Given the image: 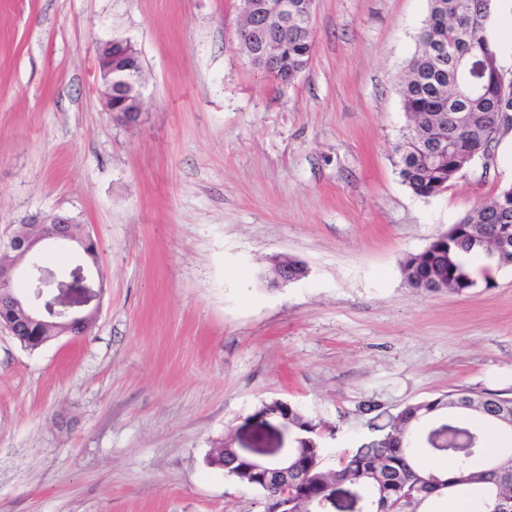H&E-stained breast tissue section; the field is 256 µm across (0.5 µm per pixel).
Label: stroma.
<instances>
[{"label": "stroma", "mask_w": 512, "mask_h": 512, "mask_svg": "<svg viewBox=\"0 0 512 512\" xmlns=\"http://www.w3.org/2000/svg\"><path fill=\"white\" fill-rule=\"evenodd\" d=\"M429 0H316L289 84L241 51L237 0H0V243L73 218L97 240L91 331L29 351L0 328V512H262L209 459L283 454L287 400L335 427L325 463L406 405L512 395V272L418 292L407 253L512 184V127L434 197L402 183L401 87ZM142 61L134 123L97 46ZM307 268L273 282L277 257ZM127 41L109 40L104 42L96 53V67L101 79L99 92L104 106L108 112H120L127 122L136 119L140 111L139 86L141 74L127 69L113 67L112 47L123 46ZM115 96L123 99V103L116 106ZM134 101L132 108L124 107L130 100Z\"/></svg>", "instance_id": "35a3bbf8"}]
</instances>
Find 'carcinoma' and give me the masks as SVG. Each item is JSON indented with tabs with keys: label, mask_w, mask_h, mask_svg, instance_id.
Segmentation results:
<instances>
[{
	"label": "carcinoma",
	"mask_w": 512,
	"mask_h": 512,
	"mask_svg": "<svg viewBox=\"0 0 512 512\" xmlns=\"http://www.w3.org/2000/svg\"><path fill=\"white\" fill-rule=\"evenodd\" d=\"M491 2L430 0L421 34L423 49L411 61L402 86L409 124L404 141L396 147L399 177L418 196L432 197L447 190L497 141L505 117L512 112V90L503 93L492 81L500 65L488 34ZM440 43L449 57L463 51L483 60L489 98H477L461 109L454 106L455 95L465 91L472 75L450 63L442 65L434 53ZM313 49V37L306 29L298 26L290 31L288 43L277 51V77L290 78L305 67ZM441 140L447 142L448 154L429 159V144ZM469 224L486 228L485 235L476 238L464 232ZM465 256L512 265V185L469 210L459 225L448 228L446 235L434 238L422 251L404 255L399 267L413 289L462 294L477 287L463 262ZM53 334L50 325L26 326L17 339L25 348L36 350ZM260 412L288 420L293 435L288 490H272L258 472L234 461L229 440L216 449L210 464L224 467L227 477L258 491L266 512L282 502L288 504V512H329L330 487L335 483L359 491L372 512H407L414 502L423 503L424 510L427 503L449 492L473 497L479 512H493L499 498L512 499V456L480 463L486 456L489 428H479L474 421L479 416L495 425L500 415L512 417V398L501 393L450 391L404 406L383 426L371 418L368 426L382 432L379 441L341 455L334 468L321 462L325 426L303 408L272 400ZM427 423L430 427L421 439L431 455L453 459L447 471H434L414 456L413 432Z\"/></svg>",
	"instance_id": "obj_1"
}]
</instances>
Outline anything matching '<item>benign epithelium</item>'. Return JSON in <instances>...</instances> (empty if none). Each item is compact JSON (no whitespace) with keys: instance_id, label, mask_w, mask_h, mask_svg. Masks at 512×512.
I'll use <instances>...</instances> for the list:
<instances>
[{"instance_id":"benign-epithelium-1","label":"benign epithelium","mask_w":512,"mask_h":512,"mask_svg":"<svg viewBox=\"0 0 512 512\" xmlns=\"http://www.w3.org/2000/svg\"><path fill=\"white\" fill-rule=\"evenodd\" d=\"M239 12L243 24L238 32L241 49L248 60H264L269 64L275 61L276 48L288 41V28L295 20L294 4L288 0H239ZM123 40L104 42L96 53V67L101 79L99 92L104 106L109 112L124 115L128 122L136 119L140 111L139 86L140 72L117 68L112 65V47L122 46ZM44 224L54 225L48 236L35 235L22 241H9L13 245L32 253L43 244L66 247L72 243L83 245V239L76 237L70 228L72 220L60 215H48ZM72 282L57 280L55 273L33 263L24 270L7 268L0 271V282L11 283L19 278L29 283L22 292L0 290V306H26L28 321L32 323H53L58 318L79 321L85 317V307L98 297L99 291L83 285L86 280L84 268L79 266L71 273ZM236 459L261 473L265 483L273 488L281 487L288 481V455H283L275 463L250 458L241 452Z\"/></svg>"}]
</instances>
